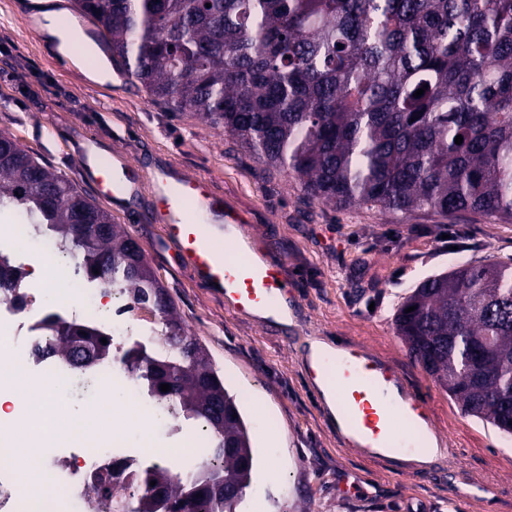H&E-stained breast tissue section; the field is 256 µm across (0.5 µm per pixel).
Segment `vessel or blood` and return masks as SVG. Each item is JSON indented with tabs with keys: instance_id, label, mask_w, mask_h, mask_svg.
Wrapping results in <instances>:
<instances>
[{
	"instance_id": "vessel-or-blood-1",
	"label": "vessel or blood",
	"mask_w": 512,
	"mask_h": 512,
	"mask_svg": "<svg viewBox=\"0 0 512 512\" xmlns=\"http://www.w3.org/2000/svg\"><path fill=\"white\" fill-rule=\"evenodd\" d=\"M77 165L100 197H152L154 206L144 213V221L160 225L164 244L175 247L196 282L223 296L227 308L259 322L287 298L286 262L263 252L254 259L243 257V244L254 241L245 227L247 219L205 178L183 174L170 180L128 156L107 161L87 151ZM323 379L336 393L339 418L348 430L342 442L351 452L382 456L399 437L411 435L417 421L430 419L425 400L398 369L363 346L346 347L343 358L308 365L310 387Z\"/></svg>"
}]
</instances>
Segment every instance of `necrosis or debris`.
Returning <instances> with one entry per match:
<instances>
[{
  "instance_id": "1",
  "label": "necrosis or debris",
  "mask_w": 512,
  "mask_h": 512,
  "mask_svg": "<svg viewBox=\"0 0 512 512\" xmlns=\"http://www.w3.org/2000/svg\"><path fill=\"white\" fill-rule=\"evenodd\" d=\"M2 248L15 252L23 267L51 265L57 253L53 241L28 238L24 223L12 218L0 224ZM44 288L41 281L26 284L27 302L21 307L7 300L0 302V392L19 391L26 381L55 388L76 373L74 366L49 358L39 359L32 354L33 348L45 341L40 328L43 312L34 306ZM103 296L102 289L76 286L53 304L52 313L61 317L72 309H79L86 319L103 323L115 343H124L129 335L126 310L122 307L108 309L102 302ZM96 379L101 388L112 387L130 393L131 402L122 417L121 427L92 444L72 436L48 440L39 448L38 455L48 476L49 492L30 498L22 491H15L13 497L0 501V512H82L92 472L126 459L145 468L160 458L163 440L155 427L153 403L142 399L131 376L113 364H97ZM31 408V401L25 398L11 416H0L1 483L15 481L14 467L25 418ZM135 427L140 434L138 442L134 443L130 440V431Z\"/></svg>"
}]
</instances>
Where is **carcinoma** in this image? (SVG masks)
Segmentation results:
<instances>
[{"mask_svg": "<svg viewBox=\"0 0 512 512\" xmlns=\"http://www.w3.org/2000/svg\"><path fill=\"white\" fill-rule=\"evenodd\" d=\"M73 9L97 21L100 47L152 99L224 126L312 199L512 224V0H73ZM2 210L20 212L101 287L158 314L164 352L131 346L121 363L152 403L180 407L208 432L189 475L96 471L88 512H172L152 481L167 483L181 512H241L259 464L251 429L133 239L4 133ZM25 277L1 251L0 299L22 302ZM393 321L410 357L466 414L512 435L511 261L423 278ZM44 328L51 343L38 354L110 360L111 337L89 322L50 315ZM161 366L172 392L160 390ZM221 403L222 422L211 416ZM211 474L228 497L204 488Z\"/></svg>", "mask_w": 512, "mask_h": 512, "instance_id": "cac0c4a2", "label": "carcinoma"}]
</instances>
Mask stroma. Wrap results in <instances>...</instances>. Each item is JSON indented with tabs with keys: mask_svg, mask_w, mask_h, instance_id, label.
<instances>
[{
	"mask_svg": "<svg viewBox=\"0 0 512 512\" xmlns=\"http://www.w3.org/2000/svg\"><path fill=\"white\" fill-rule=\"evenodd\" d=\"M0 131L86 194L77 158L92 137L104 157L210 179L248 216L257 242L286 260L302 304L294 325L266 327L199 287L162 245L159 225L138 222L126 204H101L139 243L187 333L241 401L262 459V491L247 499V512H512V440L465 415L412 361L391 320L424 277L511 259L512 224L308 198L291 175L266 167L210 120L152 102L132 80L91 82L60 59L44 29L26 23L15 0H0ZM311 338L361 344L396 364L453 455L419 469L343 450L305 379Z\"/></svg>",
	"mask_w": 512,
	"mask_h": 512,
	"instance_id": "35a3bbf8",
	"label": "stroma"
}]
</instances>
